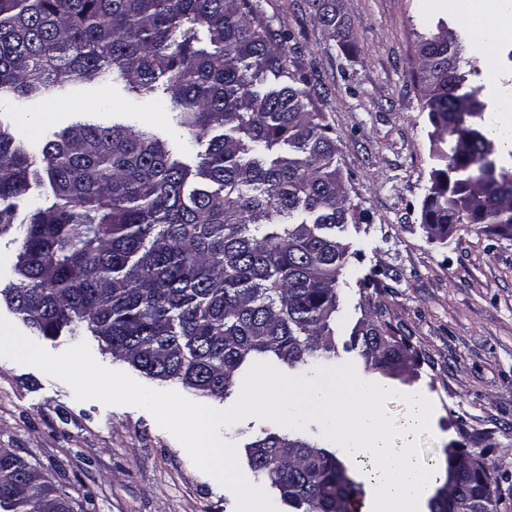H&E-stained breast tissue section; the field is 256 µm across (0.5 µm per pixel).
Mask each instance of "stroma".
<instances>
[{
    "mask_svg": "<svg viewBox=\"0 0 512 512\" xmlns=\"http://www.w3.org/2000/svg\"><path fill=\"white\" fill-rule=\"evenodd\" d=\"M253 2L272 28L291 33L292 68L339 139L336 163L355 221L342 235L349 256L340 276L336 364L359 363L349 339L365 316L408 338L419 355L413 377L364 375L397 391L386 404L396 426L410 414L404 395L422 394L433 406L429 433L395 438V449L419 441L421 464L442 470L447 449L472 450L484 437L500 491L511 496L512 237L463 224L442 241L425 232L422 206L434 162L414 72L419 35L445 20L465 34L462 55L476 69L471 84L501 103L512 95V35L487 51L459 0H335L345 38L322 23L314 0ZM102 95L112 98L110 111H99ZM130 111L138 128L167 140L179 160L193 165L204 153L205 143L172 113L155 111L151 96L128 93L119 82L2 99L0 124L27 140L82 118L120 122ZM374 270L386 274L382 288L360 293L358 279ZM0 448L62 474L70 496L92 495L96 512H236L234 492L197 469L148 411L76 400L65 382L7 358H0Z\"/></svg>",
    "mask_w": 512,
    "mask_h": 512,
    "instance_id": "1",
    "label": "stroma"
}]
</instances>
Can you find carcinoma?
I'll list each match as a JSON object with an SVG mask.
<instances>
[{"mask_svg": "<svg viewBox=\"0 0 512 512\" xmlns=\"http://www.w3.org/2000/svg\"><path fill=\"white\" fill-rule=\"evenodd\" d=\"M289 35L252 0H0V96L35 97L112 75L207 147L192 167L168 142L120 123L79 121L30 151L0 126V228H16L17 282L0 289L34 336L90 333L101 352L145 377L223 400L257 359L308 371L336 356L340 241L354 219L336 138L312 111L286 48ZM430 137L448 135L422 221L478 231L512 226V132L462 71L461 38L436 31L417 45ZM477 118L475 126L470 119ZM48 179L54 202L16 223L15 200ZM350 348L364 368L400 375L406 339L371 318ZM250 474L293 512H355L361 484L336 453L298 434L246 446ZM487 463L429 512H498ZM0 512H95L55 477L0 448Z\"/></svg>", "mask_w": 512, "mask_h": 512, "instance_id": "cac0c4a2", "label": "carcinoma"}]
</instances>
